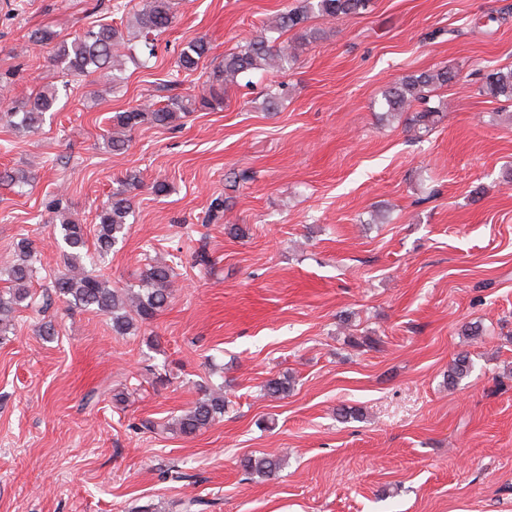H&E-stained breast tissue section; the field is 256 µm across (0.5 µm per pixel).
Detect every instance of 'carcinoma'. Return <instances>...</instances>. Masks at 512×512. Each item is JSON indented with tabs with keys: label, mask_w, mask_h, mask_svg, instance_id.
Here are the masks:
<instances>
[{
	"label": "carcinoma",
	"mask_w": 512,
	"mask_h": 512,
	"mask_svg": "<svg viewBox=\"0 0 512 512\" xmlns=\"http://www.w3.org/2000/svg\"><path fill=\"white\" fill-rule=\"evenodd\" d=\"M369 0H303L298 9L283 11L263 25L259 35L250 39L238 50L224 55V64L212 72L208 87L198 97H171L157 108L131 107L111 117L112 126L107 133L111 150L121 152L128 146L129 135L142 124L169 126L180 118L182 112L198 109H213L224 101L225 86L237 77L254 70L276 68L282 70L295 58L296 46H275L277 36L298 30V43L317 39V31L305 26L308 19L317 14L328 20L359 14L366 10ZM138 36L153 56L157 37L166 32L172 24L171 0H148L135 16ZM36 41L52 46L53 61L63 70L73 74L100 72L112 83L120 81L126 41L118 28L102 24L76 32L71 40L55 42V36L48 30L33 34ZM209 43L202 37L190 40L180 51L175 61L176 72L188 73L198 68L200 61L208 56ZM455 78L452 71L441 68L404 76L394 81L386 90L382 110L390 117L411 113L409 121L424 128L431 123L434 110H415L416 104L424 101L425 89L444 86ZM485 93L494 98L503 97L512 101V68L498 69L490 73L484 85ZM58 90L54 87L43 89L30 97L20 112H3L0 115L22 130L38 128L47 113L54 110ZM140 186V180L129 176L122 181V188L112 193L110 201L97 215V251L104 255L125 239L127 218L132 213V192ZM58 232L68 248L63 267L54 274V294L69 305L93 308L108 317L112 331L126 336L149 323L166 308L174 296L172 287L173 270L163 263L149 265L141 278L138 289L116 288L102 275L86 270L83 250L86 248L85 226L69 216L60 218ZM19 259L9 273L11 288L0 293V333L10 330L14 312L23 302L31 298L29 283L34 274V252L31 243L23 239L18 242ZM472 364L467 356L459 355L448 367V383L456 384L468 376ZM294 388V379L288 374L272 378L263 385L264 395L270 398H285ZM228 400L224 386L204 390L203 396L192 407L175 419V426L185 436H192L206 429L224 417ZM240 467L249 474L265 478L276 475L282 465V458L264 453L240 459Z\"/></svg>",
	"instance_id": "carcinoma-1"
}]
</instances>
